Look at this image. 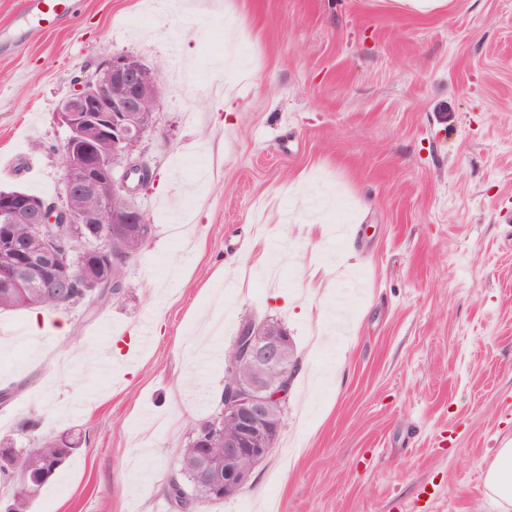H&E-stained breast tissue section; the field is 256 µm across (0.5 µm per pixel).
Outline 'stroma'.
<instances>
[{
    "mask_svg": "<svg viewBox=\"0 0 512 512\" xmlns=\"http://www.w3.org/2000/svg\"><path fill=\"white\" fill-rule=\"evenodd\" d=\"M0 0V190L62 196L61 100L115 54L161 72L133 204L153 231L102 313L45 310L64 334L0 313V439H85L31 512H170L190 426L223 364L189 341L222 304L296 345L281 438L240 493L194 512H497L483 478L512 435V0H78L60 28L12 40ZM234 28L241 67L222 68ZM240 110L225 125L219 85ZM331 193L308 238L304 196ZM262 238L280 278L252 272ZM320 268L326 293L306 287ZM151 322V342L138 326Z\"/></svg>",
    "mask_w": 512,
    "mask_h": 512,
    "instance_id": "35a3bbf8",
    "label": "stroma"
}]
</instances>
